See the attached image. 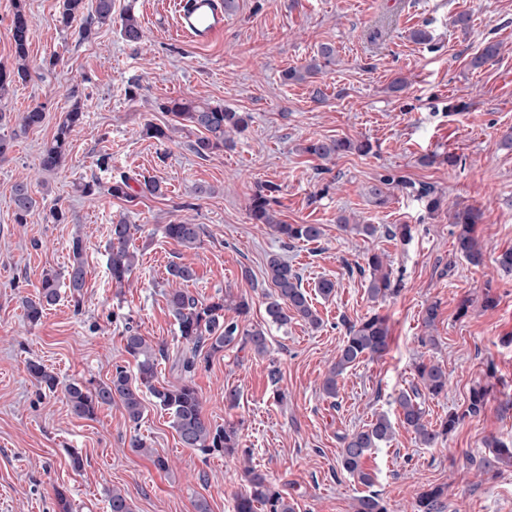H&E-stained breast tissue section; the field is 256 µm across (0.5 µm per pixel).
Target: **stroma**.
I'll use <instances>...</instances> for the list:
<instances>
[{"label": "stroma", "mask_w": 512, "mask_h": 512, "mask_svg": "<svg viewBox=\"0 0 512 512\" xmlns=\"http://www.w3.org/2000/svg\"><path fill=\"white\" fill-rule=\"evenodd\" d=\"M163 0H112V25L93 28L87 38L58 27L59 0H26L32 20L28 63L31 80L14 85L0 109L9 122L0 138L9 149L0 159V512H58L56 489L66 491L73 512H107L112 489H124L134 512H233L241 491V464L234 458H202L183 447L167 414L149 409L140 424L128 422L120 405L95 418L71 414L63 387L74 381H106L117 365H129L126 325L164 347L160 383H175L173 360L180 348L165 299L170 264L192 262L198 278L188 289L198 298L232 290L250 304L247 322L267 325L271 293L265 284L270 256L287 261L313 289L335 280L336 294L314 298L319 329L295 320L268 327L269 352L228 350L194 377L205 415L217 424H243V447L251 464L276 484L296 512H353L365 487L339 464L341 438L376 414L398 417L395 399L416 385L413 365L424 358L448 373L445 395L427 399L431 423L462 413L473 386L494 383L485 412L464 418L447 440L426 448L402 425L390 442L368 457L376 475L372 489L392 512H411L418 488L444 484V512H512V468L479 467L492 459L489 439L512 440V275L493 263L512 248V0H237L224 33L196 46L176 36ZM134 10L146 39L127 43L118 20ZM471 18L468 32L453 24ZM430 32V43L412 37ZM502 45L500 55L478 70L469 61L485 43ZM336 48V61L304 82H287L285 71L301 68L321 44ZM405 89H389L395 78ZM192 97L246 112L251 122L234 149L199 158L194 134L171 139L144 134L152 123L171 125L163 102ZM81 103L85 120L74 132L67 162L48 173L41 154L62 112ZM42 104L40 127L20 132L18 115ZM312 138L370 141L368 155L347 153L331 162L302 151ZM428 153H453L462 165H421ZM109 155L113 176L152 177L161 195L126 202L101 193L85 196L82 183L97 175L96 160ZM387 175L434 187L438 211L391 188L386 206H376L368 188ZM30 185L38 208L27 223L14 221L12 187ZM278 184L281 220L319 224L316 242L285 244L269 226L252 223L247 206L257 184ZM210 187L201 196L197 186ZM65 219L46 222L51 207ZM474 206L484 212L475 235L487 260L473 266L454 248L450 214ZM375 225L371 239L341 231L338 216ZM138 225L133 245L138 262L123 290L113 287L106 250L113 221ZM187 219L204 225L197 248L166 238L165 224ZM409 224L403 244L386 229ZM84 239L88 269L81 310L68 289L48 307L40 324L29 325L23 298L35 295L44 272H62L74 234ZM386 255L400 279L397 294L374 302L357 271L367 253ZM498 304L484 308L485 294ZM438 303L434 344L422 345V311ZM389 325L387 352L365 359L339 379L338 395L320 391L329 361L348 325L372 313ZM41 362L60 387L38 392L27 370ZM281 371L279 384L268 377ZM240 392L235 408L225 390ZM286 397L276 401L274 389ZM147 452L131 449L133 437ZM85 464L74 471L68 449ZM168 459L157 469L155 456Z\"/></svg>", "instance_id": "obj_1"}]
</instances>
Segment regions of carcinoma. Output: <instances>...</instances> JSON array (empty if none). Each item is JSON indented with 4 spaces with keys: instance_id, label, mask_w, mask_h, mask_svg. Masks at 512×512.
<instances>
[{
    "instance_id": "1",
    "label": "carcinoma",
    "mask_w": 512,
    "mask_h": 512,
    "mask_svg": "<svg viewBox=\"0 0 512 512\" xmlns=\"http://www.w3.org/2000/svg\"><path fill=\"white\" fill-rule=\"evenodd\" d=\"M82 20L78 34L82 38L89 36L93 25L112 22V0H62L58 22L70 28L77 20ZM32 21L26 11V0H13V22L11 35L14 44V66L7 69L0 65V100L6 98L14 84L25 82L30 76L28 66V46ZM121 34L125 41L137 44L142 41L144 32L137 17L125 13L121 18ZM499 53V44L489 42L475 54L469 65L473 69L483 67ZM336 57V49L329 43L321 44L317 55L298 70L286 73V79L303 81L318 74L331 64ZM160 109L169 113L175 124L165 128L149 126L147 134L159 139L169 138V131L177 126L195 128L200 136L191 144L193 151L201 158L222 151L231 146L230 135L248 127L251 117L247 113L232 112L221 104L193 98L172 99ZM45 118L44 107L35 104L18 117L20 130L26 132L41 126ZM85 118L80 103H75L60 118L53 140L45 146L41 155V167L52 172L63 163L69 139ZM352 150L360 153L371 151L367 143L356 144L349 139H310L302 151L321 160L333 159ZM131 177L121 175L102 181L98 177L79 185L85 196L105 192L108 195L131 202L141 196L161 194L159 183L152 178L137 181L138 192H133ZM400 185L418 199L427 200L429 209L439 207V198L434 196L430 186H415L413 183L392 176H383L379 183L372 185L368 194L377 205H383L388 199V187ZM278 187L265 184L249 198L248 213L254 224H267L273 228L278 238L285 244L292 242H316L323 236L320 224H288L277 219L273 205L277 203L275 193ZM14 219L24 224L27 216L37 207L28 184L17 183L12 188ZM483 213L475 208L464 207L453 214L455 225V247L471 264L480 265L485 253L474 236V227L482 221ZM337 223L346 230L365 239L376 232L372 224H351L349 218L341 216ZM134 225L120 219L111 225L107 269L112 283L122 286L129 280L136 262V251L131 247ZM165 237L187 249H195L201 243L204 228L182 220L163 227ZM71 249L73 263L66 270V287L74 299V308H79L80 297L86 286L87 269L82 254L83 239L73 237ZM361 275L367 276V294L376 300L397 292L392 269L383 255L371 253L366 258V266L358 267ZM169 275L175 286L165 292L170 314L178 327L181 349L176 357V367L180 372V381L172 385L158 383L157 374L160 358L164 350L149 337L142 335L132 326L126 328L123 336L125 352L136 364V372L130 373L126 367L117 365L112 376L95 386L88 387L72 382L65 387V397L71 413L84 419L93 418L97 411L114 403L121 405L128 421L139 424L153 406L171 418L172 427L179 436L182 445L199 452L207 458L214 455L237 456L251 459V450L241 447L239 428L233 423L217 425L204 414L202 399L194 384V376L199 369L205 368L217 355L226 350L249 349L257 356H263L268 350L267 331L262 327L245 324L249 314V302L232 292L208 300L194 296L185 288L196 279V270L191 262L175 264ZM266 277L270 287L274 288L271 301L267 302L265 312L267 323L278 328L300 319L311 328L317 329L321 319L312 306L307 291L302 286V278L288 262L278 256H272L267 262ZM60 277L46 273L37 287V296L23 301L25 317L32 325L38 324L46 307L53 306L59 300ZM233 311L235 317H225V312ZM389 328L384 317L377 314L367 316L360 322L347 327L346 336L336 353L334 361L324 375L321 392L327 398L338 395V377L347 369L366 358H373L388 349ZM29 374L37 385L48 391L57 387L55 376L38 361H29ZM419 385L399 393L396 403L399 407V419L402 425L415 434L420 445L430 448L452 432L461 419L478 417L486 410L489 401L488 388L478 385L471 389L469 403L464 412L450 413L434 426L425 421L422 397H438L448 387V376L442 367L429 360H419L415 365ZM393 424L384 413L375 416L362 429L341 437L342 451L340 466L343 471L367 487L373 484L372 474L365 471V457L375 448L389 442L393 437ZM487 447L493 449L494 463L512 467V446L502 441L492 440ZM248 488L235 497L233 512H295V507L280 490L268 483L264 474L248 466L244 469ZM445 488L432 486L417 493V512H442L444 508ZM110 512H133L127 494L114 490L109 497ZM354 512H389L386 501L380 494L370 492L356 498Z\"/></svg>"
}]
</instances>
